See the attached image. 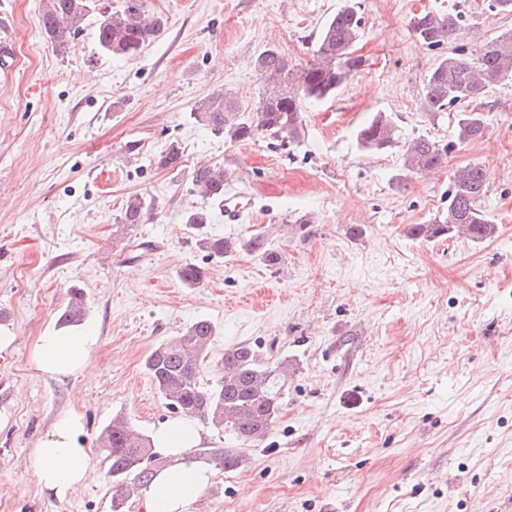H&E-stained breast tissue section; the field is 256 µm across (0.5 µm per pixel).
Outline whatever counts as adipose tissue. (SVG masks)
I'll return each instance as SVG.
<instances>
[{"instance_id":"ef3b65f1","label":"adipose tissue","mask_w":512,"mask_h":512,"mask_svg":"<svg viewBox=\"0 0 512 512\" xmlns=\"http://www.w3.org/2000/svg\"><path fill=\"white\" fill-rule=\"evenodd\" d=\"M98 342V333L89 322L56 327L38 336L31 360L41 374L51 378H86L94 372L91 352ZM83 432L81 415H61L30 459L40 487L57 499L67 498L86 477L88 450L80 442ZM202 440L201 428L190 417H178L157 428L155 449L170 463L153 482L146 512H196L212 477L207 466L188 458Z\"/></svg>"}]
</instances>
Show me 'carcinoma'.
<instances>
[{
	"label": "carcinoma",
	"instance_id": "carcinoma-1",
	"mask_svg": "<svg viewBox=\"0 0 512 512\" xmlns=\"http://www.w3.org/2000/svg\"><path fill=\"white\" fill-rule=\"evenodd\" d=\"M95 15L98 45L104 53L116 57L136 54L167 23L164 16L150 13L146 0H122L115 10L101 4V0H45L38 25L50 42L63 48ZM360 27L359 3L345 0L319 31L312 59L301 69L289 66L288 59L273 46L255 56L253 67L264 84L255 118H242L236 97L228 92H214L198 100L191 118L212 135L231 143L266 137L280 142L298 140L304 105L335 95L362 71L364 60L353 50ZM409 28L423 45L441 51L418 90L423 110L439 114L450 106H459L453 113L451 141L439 145L422 136L404 146L403 168L412 174H423L443 166L451 149L483 136L485 114L474 101L491 88L512 85V29L481 41L475 52L467 53L458 47L446 51L465 28L463 16L456 11L415 14ZM356 138L366 152L384 153L398 142V125L392 115L377 112L358 128ZM181 156L180 147L172 144L159 156L157 164L172 168L179 164ZM191 184L198 196L219 203L224 198V169L200 164L191 172ZM487 192L483 166H461L451 178L446 214L427 224L406 225V235L422 241L462 236L473 243L493 238L497 225L480 208ZM152 218L153 204L136 195L126 201L121 223L135 226ZM199 244L210 259L217 261L240 249L260 256L270 265L280 258L260 234L246 240L203 236ZM178 276L185 285L194 287L202 282L204 269L187 263ZM86 311L83 292L72 289L59 313V325L86 320ZM215 335L210 321L198 320L180 335L156 345L145 359V370L175 413L197 417L243 441H257L278 419L281 390L294 367L286 357L270 360L254 347L242 344L224 352L217 379L203 384L199 375ZM97 443L106 452L115 487L112 512H124L126 503L149 488L159 471L148 467L147 453L154 452L151 436L134 431L124 417L117 415L103 427ZM194 459L220 472L233 471L244 462L243 456L232 448L209 446L194 449Z\"/></svg>",
	"mask_w": 512,
	"mask_h": 512
}]
</instances>
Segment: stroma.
Returning <instances> with one entry per match:
<instances>
[{
  "instance_id": "35a3bbf8",
  "label": "stroma",
  "mask_w": 512,
  "mask_h": 512,
  "mask_svg": "<svg viewBox=\"0 0 512 512\" xmlns=\"http://www.w3.org/2000/svg\"><path fill=\"white\" fill-rule=\"evenodd\" d=\"M358 2L364 69L306 106L299 140L284 147L224 141L190 113L224 89L252 117L263 91L255 54L272 44L305 65L342 0H148L167 25L126 58L101 51L95 21L59 49L38 25L42 0H0L13 35L0 52V322L16 336L0 356V512H111L95 438L115 415L148 435L172 418L144 361L200 319L217 328L201 382L241 342L295 372L264 440L203 425L205 444L244 462L214 473L198 512L512 508V87L488 90L484 135L430 174L406 173L400 147L370 154L356 139L377 112L392 114L402 143L452 138L449 114L420 105L438 53L411 35L413 14L462 12L471 44L512 28V15L485 0ZM173 143L181 163L158 167ZM469 162L488 176L481 206L495 237L409 239L406 225L446 211L450 175ZM202 163L248 184L254 204L240 223L193 193ZM133 195L152 199L155 214L131 227L120 215ZM201 208L209 224H185ZM353 225L363 230L354 239ZM256 233L279 264L244 250L216 262L199 248L204 234ZM189 262L206 270L194 288L177 275ZM73 288L98 327V370L49 378L31 352ZM69 412L84 418L87 478L60 501L29 458Z\"/></svg>"
}]
</instances>
